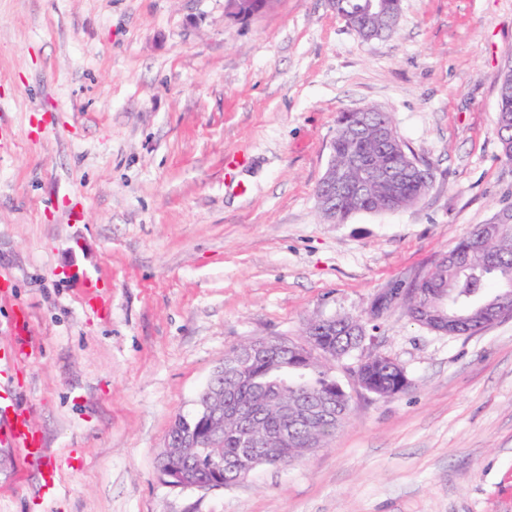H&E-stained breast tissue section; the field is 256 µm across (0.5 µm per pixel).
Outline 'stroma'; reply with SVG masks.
I'll use <instances>...</instances> for the list:
<instances>
[{"label":"stroma","instance_id":"stroma-1","mask_svg":"<svg viewBox=\"0 0 512 512\" xmlns=\"http://www.w3.org/2000/svg\"><path fill=\"white\" fill-rule=\"evenodd\" d=\"M512 0H401L365 41L327 0H0V388L46 442L0 447V512H512V318L471 336L412 321L420 280L512 204L496 78ZM388 112L433 181L415 205L324 223L339 113ZM357 316L332 363L347 422L315 453L220 489L159 456L224 354ZM398 362L379 398L352 371ZM60 469L42 494L44 465ZM354 374L365 385V391L380 398L395 397L409 388L403 385L400 373L394 369L389 358L379 354L362 358Z\"/></svg>","mask_w":512,"mask_h":512}]
</instances>
